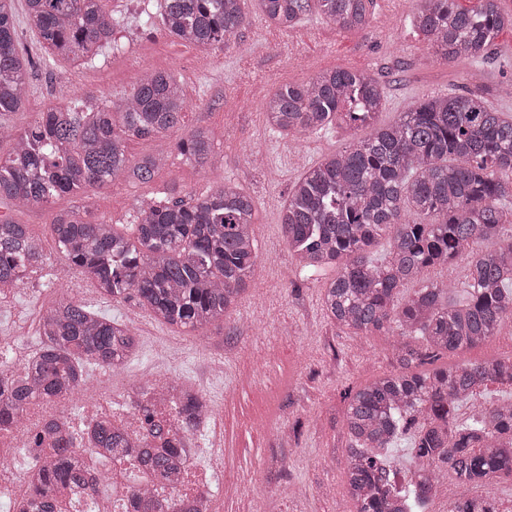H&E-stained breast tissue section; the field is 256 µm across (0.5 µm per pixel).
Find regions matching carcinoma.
Wrapping results in <instances>:
<instances>
[{
	"label": "carcinoma",
	"instance_id": "cac0c4a2",
	"mask_svg": "<svg viewBox=\"0 0 512 512\" xmlns=\"http://www.w3.org/2000/svg\"><path fill=\"white\" fill-rule=\"evenodd\" d=\"M25 20L52 54L73 62L95 60L125 45L114 37L106 0H25ZM262 19L282 29L316 12L339 31L372 23L373 0H255ZM411 27L445 63L481 60L499 32L512 27L501 0H479L476 10L456 0H419ZM145 22L157 8L166 32L203 50L226 47L252 22L247 0H143ZM18 22L0 0V137L13 138L0 155V201L48 206L63 193L80 204L52 215L60 260L86 273L101 298L132 301L154 320L172 327L206 329L224 319L247 289L258 258L253 197L231 182L204 193L172 191L138 199L127 230L96 217L90 191L122 181L150 183L164 155L133 162L132 138L182 132L179 154L204 167L216 158L204 127L184 131L187 97L167 70L149 69L118 102L87 94L80 108L41 113L12 136L5 116L22 105L28 76L20 58ZM385 87L367 71L336 68L310 81L288 84L267 96V124L293 140L333 125L348 130L345 147L326 155L294 183L283 208V234L299 271L310 276L332 268L322 287V306L336 325L355 335L407 341L392 345L397 369L350 396L344 423L350 439L345 486L354 512H423L425 487L401 481L389 462L398 442L410 436L417 471L437 484L448 474L460 483L482 484L512 476V402L483 409L467 423L456 420L461 401L477 384L512 385V356L448 365L419 372L425 359L471 348L512 322V117L484 93L431 96L409 106L391 124L378 123ZM368 129L365 134L359 128ZM508 243L478 251L494 237ZM387 239L377 259L373 247ZM50 261L43 241L24 224L0 219V286ZM465 263L467 297L450 302V283L429 280L404 297L405 285L432 268ZM41 343L23 373L0 364V427L19 422L36 398L74 396L85 383V364L118 368L137 346L129 328L90 305L58 293L43 312ZM140 390L134 407L146 435L138 439L108 420L87 436L96 453L133 458L158 482L190 456L192 438L208 415L205 397L184 388L175 403L180 424L157 412L168 390ZM73 432L50 448L49 465L31 482L19 512H62L59 490L78 489L89 468ZM132 512H154L152 491L129 494Z\"/></svg>",
	"mask_w": 512,
	"mask_h": 512
}]
</instances>
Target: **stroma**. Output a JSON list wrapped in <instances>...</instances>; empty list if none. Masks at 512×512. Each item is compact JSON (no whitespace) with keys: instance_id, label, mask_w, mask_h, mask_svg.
Here are the masks:
<instances>
[{"instance_id":"1","label":"stroma","mask_w":512,"mask_h":512,"mask_svg":"<svg viewBox=\"0 0 512 512\" xmlns=\"http://www.w3.org/2000/svg\"><path fill=\"white\" fill-rule=\"evenodd\" d=\"M106 7L118 18L116 34L127 49L83 65L85 79L77 85L73 64L58 58L44 66L36 33L19 26L22 53L31 68L25 102L6 116V124L23 130L39 112L77 106L90 91L101 99H120L136 81L126 66L130 55L146 58L151 68L173 71L188 96L186 126L210 129L219 151L215 162L201 168L187 161L171 136L129 140L130 159L162 153L167 163L147 185L96 190L95 213L127 224L136 198L160 197L174 187L198 194L227 180L256 202L259 258L240 306L200 332L160 324L131 302L93 299L97 311L135 329L140 347L126 373L94 368L90 379L111 388L127 409L156 372L201 390L222 419L197 433L193 446L209 447L213 431H223L224 444L233 452L224 480L248 491L254 512H352L344 484L346 395L397 364L384 337L348 334L328 319L321 305L323 277L299 273L279 224L293 182L304 168L340 149L346 138L332 127L293 146L270 130L257 105L281 85L349 68L371 71L385 85L383 123L427 97L474 89L512 114V98L498 94L500 85L512 80V28L500 32L487 61L445 64L409 24L417 0H374V21L364 31L340 32L319 16L280 31L256 18L239 31L235 45L204 54L170 37L161 23L143 26L140 0H107ZM69 83L71 95L55 98V87ZM54 268L55 281H36L0 305V335L16 331L29 313L46 308L53 288L86 281L63 262ZM511 353L509 322L497 336L442 356L438 363L462 365ZM249 367L264 394L238 386L239 372Z\"/></svg>"}]
</instances>
